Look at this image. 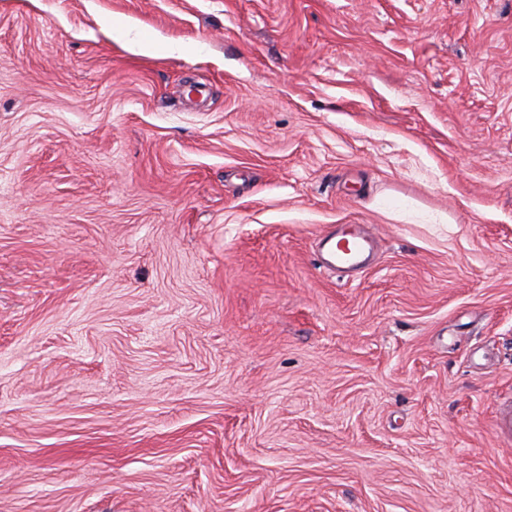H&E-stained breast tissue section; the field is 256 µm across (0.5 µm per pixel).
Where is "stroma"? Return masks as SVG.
<instances>
[{
  "instance_id": "35a3bbf8",
  "label": "stroma",
  "mask_w": 512,
  "mask_h": 512,
  "mask_svg": "<svg viewBox=\"0 0 512 512\" xmlns=\"http://www.w3.org/2000/svg\"><path fill=\"white\" fill-rule=\"evenodd\" d=\"M506 400L512 0H0V512H512ZM340 233H332L322 238L323 248H326L327 258L321 260L327 267L356 269L362 266L360 258L367 250L373 249L374 241L368 237L359 225H355L349 237H340ZM348 238L349 240H343Z\"/></svg>"
}]
</instances>
